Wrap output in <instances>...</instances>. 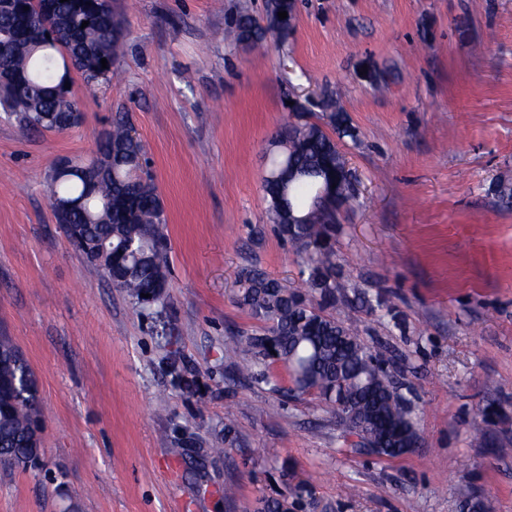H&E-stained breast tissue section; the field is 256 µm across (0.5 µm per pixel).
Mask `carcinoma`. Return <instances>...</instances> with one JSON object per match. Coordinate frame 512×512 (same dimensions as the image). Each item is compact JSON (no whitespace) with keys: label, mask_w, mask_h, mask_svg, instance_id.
<instances>
[{"label":"carcinoma","mask_w":512,"mask_h":512,"mask_svg":"<svg viewBox=\"0 0 512 512\" xmlns=\"http://www.w3.org/2000/svg\"><path fill=\"white\" fill-rule=\"evenodd\" d=\"M21 6L29 10L0 16V28L13 33L9 42L0 43V73L12 76V87L3 89L0 104L25 127L53 130L55 113L72 114L76 127L83 117V99L65 84L72 82L74 71L82 74L89 90L110 79L123 47L124 22L111 0H53L47 14L37 0H23ZM84 21L88 26H82ZM48 33L58 34L57 41L47 40ZM265 35L266 29L247 13L229 33L237 43L261 42ZM325 109L335 136L313 121V113H289L271 145L278 172L298 176L291 182L263 180L270 221L305 254L301 287L289 289L258 269L245 273L240 303L265 329L230 350L245 354L236 367L239 376L269 383L275 390L280 386L273 383L270 369L282 363L291 381L285 392L315 396L344 433H356L377 445L383 456L397 458L410 451L406 429L414 424L397 382L380 367L382 354L327 313L336 306L342 279L333 243L336 200L320 197L322 177L306 174H332L337 195L351 202L352 174L339 141L355 142L358 133L339 101L325 102ZM128 125L122 117L115 119L99 138L97 154L82 162L83 174L52 177L48 190L54 209L60 200H84L67 223L88 244L105 239L112 243V285L140 303L141 294L168 287L169 244L153 178L139 165L144 145L129 135ZM489 191L500 208L512 209V174H499ZM41 422L35 375L11 341L0 336V463L39 467Z\"/></svg>","instance_id":"carcinoma-1"}]
</instances>
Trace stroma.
<instances>
[{"instance_id":"obj_1","label":"stroma","mask_w":512,"mask_h":512,"mask_svg":"<svg viewBox=\"0 0 512 512\" xmlns=\"http://www.w3.org/2000/svg\"><path fill=\"white\" fill-rule=\"evenodd\" d=\"M244 4L265 18L267 0H112L125 49L79 126L0 111V336L44 409L42 464L0 466V512H258L301 482L303 512H512V210L488 193L512 172V0H298L292 34L261 49L224 38ZM325 96L359 132L342 147L356 197L337 213L330 313L401 384L418 446L396 459L359 453L318 400L238 377L224 352L262 328L238 302L243 271L299 282L262 175L288 98ZM121 113L167 218L169 286L146 306L87 270L46 191Z\"/></svg>"}]
</instances>
